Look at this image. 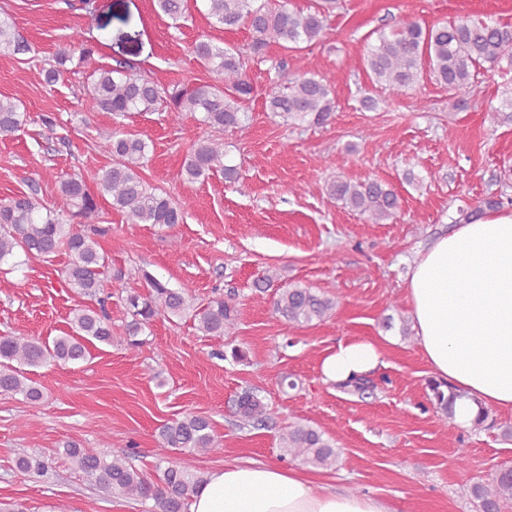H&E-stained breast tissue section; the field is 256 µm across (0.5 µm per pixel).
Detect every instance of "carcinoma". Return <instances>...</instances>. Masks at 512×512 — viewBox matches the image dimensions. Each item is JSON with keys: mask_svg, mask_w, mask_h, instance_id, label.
Wrapping results in <instances>:
<instances>
[{"mask_svg": "<svg viewBox=\"0 0 512 512\" xmlns=\"http://www.w3.org/2000/svg\"><path fill=\"white\" fill-rule=\"evenodd\" d=\"M207 15L214 23L233 30L244 26L250 33V55L262 58L266 48L275 43L285 50L299 51L321 40L327 16L336 0H318L308 9L291 6L288 0H206ZM155 7L173 22L185 18L188 0H154ZM376 43L367 47L364 57L366 72L372 82L396 91L416 88L428 75L449 91L463 98L470 92L475 73L485 67L504 71L502 61L512 69V25L493 20L465 19L422 25L404 23L387 32L376 31ZM26 55L31 46L12 26L0 20V51ZM94 45L76 33L60 46L49 67L43 69L44 80L54 85L67 80L69 65L88 62ZM193 53L217 80L201 81L190 89L164 88L155 81L133 72V66L118 61L91 74L85 101L88 112H108L123 118L136 112H153L160 105L168 109L172 121L183 115L200 114L199 124L209 129L237 128L248 119L243 103L250 99L254 87L247 72L244 55L232 47H224L210 39L194 43ZM280 80L266 93V106L293 122L323 124L335 111L331 87L308 68L299 74L288 73L279 66ZM27 113L19 111L14 97H0V139H7L21 130ZM149 139L119 128L112 132L97 150L111 157V163L99 166L90 162L59 181L58 192L63 200L59 210L45 209L38 202L36 184L30 192L0 201V265L21 262L14 258L51 261L65 253L68 261L62 270L68 284L86 297L96 300L72 312L71 332L57 336L52 343L39 342L24 336H0V393L21 395L30 402L43 398L42 389L25 376L23 368L41 367L50 363L66 365L86 359L88 345L112 340V322L105 311V302L112 298V289L124 288L121 269L108 270L107 260L99 251L95 236L104 230L88 233L81 228L99 216V199L111 198L112 210L122 214L131 224H162L173 226L184 221V206L145 178L143 167L149 153ZM220 173L230 183L239 180L238 167L225 161L224 145L210 136L193 143L185 156L180 176L190 182L203 181ZM97 192H92L90 185ZM329 196L377 223L394 217L401 208V196L394 186L381 180L353 181L334 179L328 182ZM504 204L503 194H493L479 205L461 207L458 213L468 222L485 211H494ZM146 294L126 296L128 349L136 352L142 345L137 339L143 329L158 315L174 317L190 314L198 329L207 336H222L235 328L237 309L222 298L205 307H195L184 288H170L149 272L142 273ZM273 312L290 324L308 325L321 322L332 314L334 300L317 294L301 284L275 288ZM432 399L445 414L453 413L457 397L449 384L429 381ZM236 413L245 425H261L269 419L267 406L257 390L248 388L236 400ZM161 450L169 448L191 453L219 454L222 449L212 435L210 421L202 416L186 414L159 428ZM284 451L306 466L333 469L339 460L336 443L325 432L308 424L288 426L280 436ZM64 457L75 468L95 480L104 491L131 500H152L157 512H185L191 493L202 477L188 467L167 463L156 466L149 477L126 459L113 458L68 444ZM17 468L25 473L39 474L47 463L38 455H21ZM470 495L478 503L479 512H502L512 503V467H504L486 482H476Z\"/></svg>", "mask_w": 512, "mask_h": 512, "instance_id": "obj_1", "label": "carcinoma"}]
</instances>
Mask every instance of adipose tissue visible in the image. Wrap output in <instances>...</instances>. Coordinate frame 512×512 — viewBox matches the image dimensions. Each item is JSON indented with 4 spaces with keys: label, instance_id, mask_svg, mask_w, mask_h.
<instances>
[{
    "label": "adipose tissue",
    "instance_id": "1",
    "mask_svg": "<svg viewBox=\"0 0 512 512\" xmlns=\"http://www.w3.org/2000/svg\"><path fill=\"white\" fill-rule=\"evenodd\" d=\"M406 297L424 359L459 393L453 421L471 429L480 410L512 411V211L490 212L435 238L410 264ZM382 352L349 339L320 361L325 381L375 370ZM188 512H390L370 495L341 493L273 462L208 473Z\"/></svg>",
    "mask_w": 512,
    "mask_h": 512
}]
</instances>
